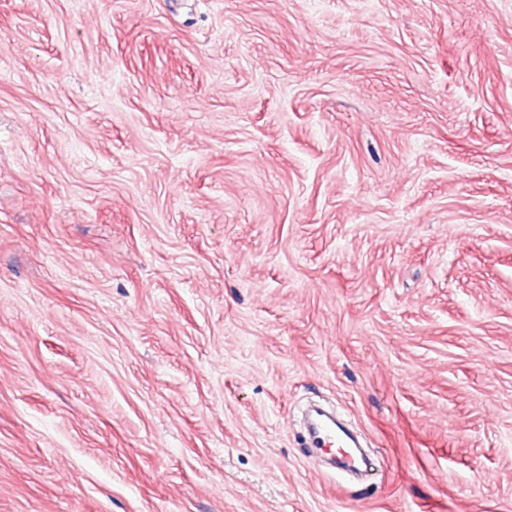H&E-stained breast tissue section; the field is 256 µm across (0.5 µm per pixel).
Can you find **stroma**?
<instances>
[{"label": "stroma", "instance_id": "35a3bbf8", "mask_svg": "<svg viewBox=\"0 0 512 512\" xmlns=\"http://www.w3.org/2000/svg\"><path fill=\"white\" fill-rule=\"evenodd\" d=\"M0 512H512V0H0ZM311 433L313 442L320 452L337 450L342 453V448L355 447L354 442L341 430L331 413L319 412Z\"/></svg>", "mask_w": 512, "mask_h": 512}]
</instances>
